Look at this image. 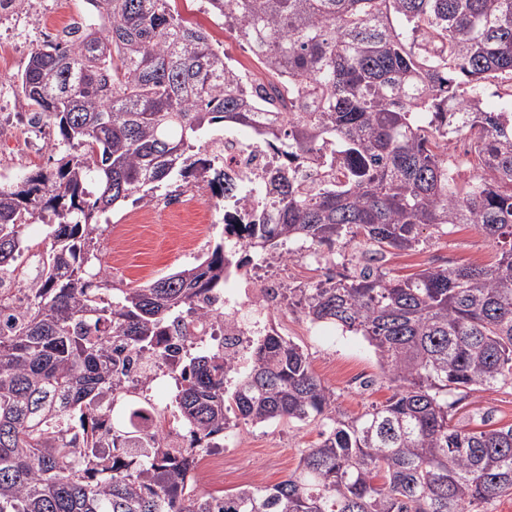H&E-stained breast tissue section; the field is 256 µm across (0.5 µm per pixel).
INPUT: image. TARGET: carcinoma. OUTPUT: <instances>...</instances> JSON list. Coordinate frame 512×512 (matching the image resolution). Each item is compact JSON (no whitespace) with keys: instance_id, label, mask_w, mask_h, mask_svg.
<instances>
[{"instance_id":"obj_1","label":"carcinoma","mask_w":512,"mask_h":512,"mask_svg":"<svg viewBox=\"0 0 512 512\" xmlns=\"http://www.w3.org/2000/svg\"><path fill=\"white\" fill-rule=\"evenodd\" d=\"M87 2L14 82L30 125L57 127L78 153L0 188V512H484L512 493V424L455 413L472 392L512 387V0H205L259 62L264 77L249 79L175 0ZM218 122L287 158L245 248L305 241L318 261L353 262L288 293L311 323L363 337L395 390L349 416L285 336L266 337L231 388L223 349L189 347L174 402L191 447L165 452L158 432L87 427L125 395L112 344L129 361L162 336L185 340L183 313L211 305L231 259L218 243L110 298L97 215L205 177L218 156L196 142ZM452 135L472 154H450ZM36 217L42 248L24 236ZM458 224L500 244L494 264L384 267L423 230ZM232 413L322 431L287 479L199 494L193 449L215 447ZM111 447L139 463L114 465Z\"/></svg>"}]
</instances>
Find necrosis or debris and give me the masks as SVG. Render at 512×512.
<instances>
[{
	"mask_svg": "<svg viewBox=\"0 0 512 512\" xmlns=\"http://www.w3.org/2000/svg\"><path fill=\"white\" fill-rule=\"evenodd\" d=\"M282 159L278 146L233 131L224 137V173L236 187L233 201L224 208V248L238 264L224 278V293L214 305V316L199 319L197 341L223 344L232 355L230 372L234 375L248 365L253 346L275 330L267 316L270 291L280 285L268 272L273 260L247 259L243 251L246 226L259 204L263 177Z\"/></svg>",
	"mask_w": 512,
	"mask_h": 512,
	"instance_id": "necrosis-or-debris-1",
	"label": "necrosis or debris"
}]
</instances>
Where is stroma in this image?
I'll return each mask as SVG.
<instances>
[{
	"label": "stroma",
	"mask_w": 512,
	"mask_h": 512,
	"mask_svg": "<svg viewBox=\"0 0 512 512\" xmlns=\"http://www.w3.org/2000/svg\"><path fill=\"white\" fill-rule=\"evenodd\" d=\"M181 16L220 36L221 49L247 63L258 73L250 53L225 34L221 19L208 13L203 0H177ZM86 0H26L19 16L0 19V185L24 173L54 166L59 153L54 148V128L33 131L27 127L12 92L13 83L31 52L85 15ZM182 194L197 208L170 224H138L136 206L127 203L108 212V226L98 240V255L107 278L116 288H134L183 266L203 260L216 242L224 238V203L213 198L207 183L181 184L171 179L157 190L160 199ZM211 224L193 251H184L182 239L192 234L203 216ZM498 250L471 224L456 226L448 235L429 236L419 251L392 255L391 274L408 276L428 267L461 264H493ZM325 264L315 262L308 248L276 271L292 288H305L322 280ZM271 315L281 331L307 353L313 373L338 395L341 409L357 415L391 397L394 385L384 373L379 357L363 337L330 326L310 323L299 305L280 301ZM239 445L224 452V480L210 485V493L230 492L245 486L278 483L297 468L301 451L315 444L318 422L275 421L264 426L238 425Z\"/></svg>",
	"instance_id": "35a3bbf8"
}]
</instances>
